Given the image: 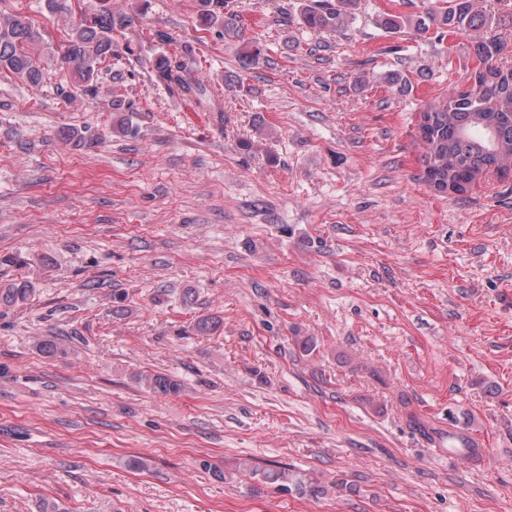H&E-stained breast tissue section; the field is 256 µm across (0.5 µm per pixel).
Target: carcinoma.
I'll list each match as a JSON object with an SVG mask.
<instances>
[{"label": "carcinoma", "instance_id": "carcinoma-1", "mask_svg": "<svg viewBox=\"0 0 512 512\" xmlns=\"http://www.w3.org/2000/svg\"><path fill=\"white\" fill-rule=\"evenodd\" d=\"M48 11L68 19L61 47V63L71 81L86 94L98 90V68L115 52L113 35L133 22L131 13L112 7V0H98L93 12L79 8L78 0H45ZM359 6V0H312L302 6L299 22L313 30L340 29ZM448 39L470 35L476 39V64L467 75L478 74L479 83L452 87L448 96L429 104L420 118L427 120L420 141L424 146V178L439 186L463 190L476 174L493 171L501 177L512 173V61L503 59L505 42L494 34V15L479 11L474 0H448L437 8ZM199 21L204 27L220 25L238 28L234 15L224 14V0H199ZM53 55L34 20L13 11L0 16V71L33 86L44 77L45 57ZM265 61L261 49L249 41L242 43L240 65L256 69ZM188 63L173 53L161 51L154 57L153 77L168 88L195 99L209 112L214 105L201 97L187 78ZM112 111L118 114L117 129L128 134L133 128L125 121L128 110L124 94L112 91ZM30 294L29 285L19 281L0 290V305L22 304ZM141 383L155 393L174 395L181 384L165 374L145 373ZM268 484L299 493L316 492L312 482L286 469L252 470Z\"/></svg>", "mask_w": 512, "mask_h": 512}]
</instances>
